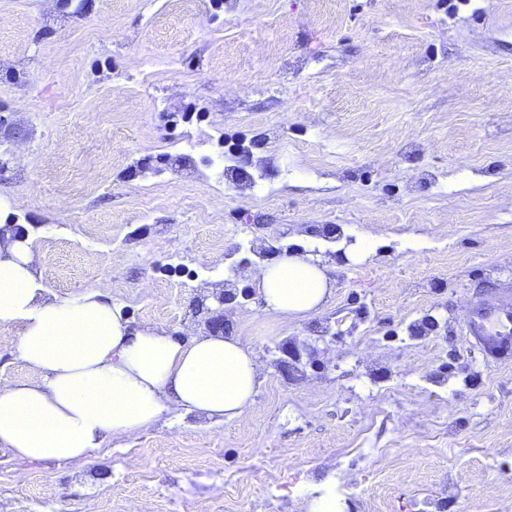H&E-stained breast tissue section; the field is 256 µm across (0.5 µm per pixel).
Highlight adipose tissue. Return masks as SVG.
<instances>
[{
    "label": "adipose tissue",
    "instance_id": "obj_1",
    "mask_svg": "<svg viewBox=\"0 0 512 512\" xmlns=\"http://www.w3.org/2000/svg\"><path fill=\"white\" fill-rule=\"evenodd\" d=\"M28 234L0 224V327L37 378L0 388V446L21 460L83 459L112 436L146 432L176 409L233 420L253 406L258 366L238 336L182 339L130 329L102 290L46 296ZM267 310L303 318L331 291L327 269L290 255L254 277Z\"/></svg>",
    "mask_w": 512,
    "mask_h": 512
}]
</instances>
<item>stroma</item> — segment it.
Instances as JSON below:
<instances>
[{"mask_svg": "<svg viewBox=\"0 0 512 512\" xmlns=\"http://www.w3.org/2000/svg\"><path fill=\"white\" fill-rule=\"evenodd\" d=\"M2 104L0 222L50 295L102 287L187 339L277 230L333 288L303 320L228 314L246 417L175 410L71 462L1 449L0 512H512V359L463 333L512 299V0H0ZM287 339L324 365L284 378Z\"/></svg>", "mask_w": 512, "mask_h": 512, "instance_id": "obj_1", "label": "stroma"}]
</instances>
